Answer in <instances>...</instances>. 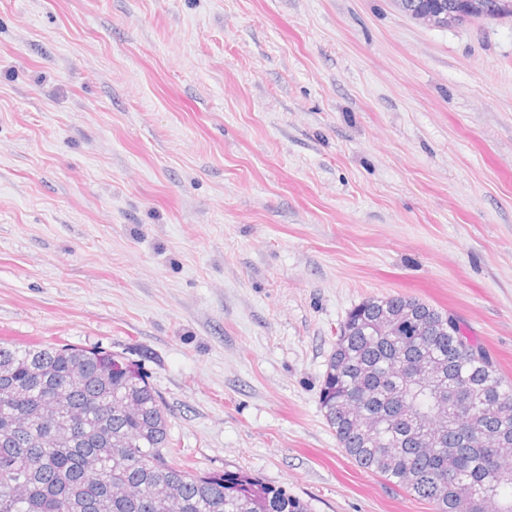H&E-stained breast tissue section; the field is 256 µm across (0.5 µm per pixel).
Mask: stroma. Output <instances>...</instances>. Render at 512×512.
Listing matches in <instances>:
<instances>
[{
    "label": "stroma",
    "instance_id": "stroma-1",
    "mask_svg": "<svg viewBox=\"0 0 512 512\" xmlns=\"http://www.w3.org/2000/svg\"><path fill=\"white\" fill-rule=\"evenodd\" d=\"M395 294L512 379V18L0 0V340L138 364L179 467L432 512L320 407L346 315Z\"/></svg>",
    "mask_w": 512,
    "mask_h": 512
}]
</instances>
